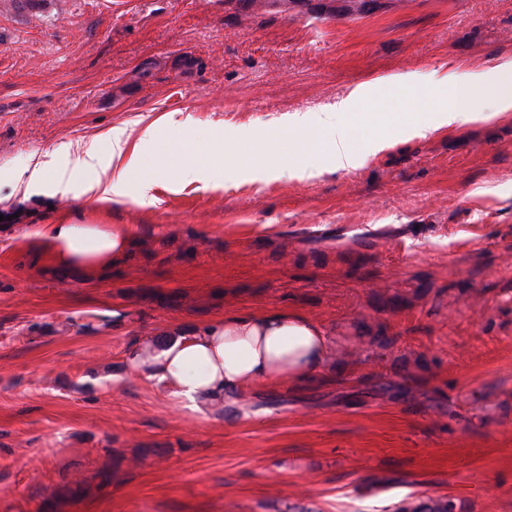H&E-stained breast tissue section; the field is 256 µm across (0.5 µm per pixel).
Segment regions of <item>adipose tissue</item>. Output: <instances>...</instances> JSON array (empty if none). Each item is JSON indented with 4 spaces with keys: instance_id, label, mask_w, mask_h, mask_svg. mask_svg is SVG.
Here are the masks:
<instances>
[{
    "instance_id": "ef3b65f1",
    "label": "adipose tissue",
    "mask_w": 512,
    "mask_h": 512,
    "mask_svg": "<svg viewBox=\"0 0 512 512\" xmlns=\"http://www.w3.org/2000/svg\"><path fill=\"white\" fill-rule=\"evenodd\" d=\"M496 101V109H512V68L475 73L461 88L454 105L442 103L436 87L423 90L428 106L422 127L431 131L473 120L475 91ZM157 124L139 130L116 127L106 146L90 143L65 164L38 162L20 171L15 182L30 189L45 183L68 192L75 173H86L82 186L93 210L105 212L122 203L130 189L147 196L152 182L139 178L141 155L157 136ZM132 245L127 227L109 224H52L42 242L54 266L62 271L93 272L126 255ZM330 338L307 315L285 308L228 313L169 341L158 354L143 350L136 361L149 364L157 380L191 408L223 400L225 393L284 377L304 381L327 365Z\"/></svg>"
}]
</instances>
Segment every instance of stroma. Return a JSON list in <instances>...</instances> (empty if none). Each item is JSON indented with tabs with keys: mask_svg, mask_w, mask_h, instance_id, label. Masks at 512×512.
<instances>
[{
	"mask_svg": "<svg viewBox=\"0 0 512 512\" xmlns=\"http://www.w3.org/2000/svg\"><path fill=\"white\" fill-rule=\"evenodd\" d=\"M504 64L512 0H0V512H512V110L480 92L475 120L423 134L413 100ZM362 85L356 167L291 152L289 115ZM169 114L182 130L141 161L153 202L102 215L12 191L23 167ZM242 128L292 173L254 172ZM221 139L198 181L159 168ZM59 222L124 224L133 245L60 272L35 247ZM273 308L329 333L321 377L193 409L132 364Z\"/></svg>",
	"mask_w": 512,
	"mask_h": 512,
	"instance_id": "1",
	"label": "stroma"
}]
</instances>
